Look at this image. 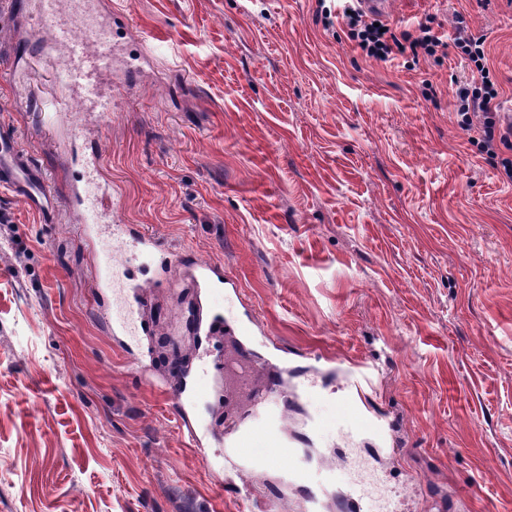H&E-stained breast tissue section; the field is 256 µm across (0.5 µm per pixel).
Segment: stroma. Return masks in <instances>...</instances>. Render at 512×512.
<instances>
[{"mask_svg":"<svg viewBox=\"0 0 512 512\" xmlns=\"http://www.w3.org/2000/svg\"><path fill=\"white\" fill-rule=\"evenodd\" d=\"M118 22L112 110L70 112L41 133L38 87L62 54L36 51L0 81L14 126L67 198L96 150L118 187L101 240L53 222L0 187V512H239L220 485L223 405L198 404L216 438L197 455L162 388L196 357L180 312L189 283L154 284L143 258L145 333L112 334L96 252L134 224L171 253L223 265L238 296L226 318L255 323L251 349L288 364V437L324 459L308 489L254 479L268 512H326L357 480L365 512H389L421 482L444 512H512V145L481 153L451 90L471 81L458 20L484 36L501 106L512 104V0H395L396 33L426 24L445 56L366 57L318 0H107ZM377 364L366 393L389 441L352 434L302 390L316 355Z\"/></svg>","mask_w":512,"mask_h":512,"instance_id":"stroma-1","label":"stroma"}]
</instances>
